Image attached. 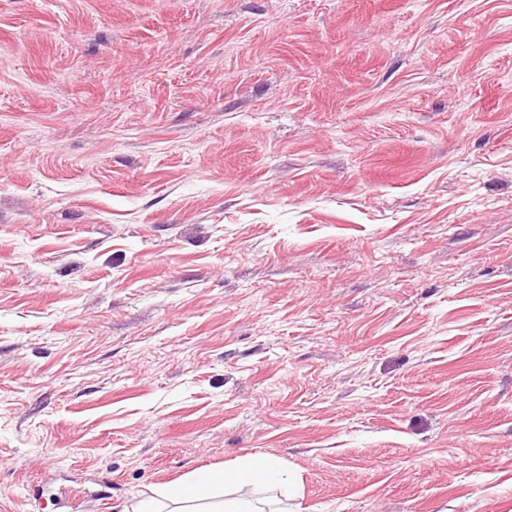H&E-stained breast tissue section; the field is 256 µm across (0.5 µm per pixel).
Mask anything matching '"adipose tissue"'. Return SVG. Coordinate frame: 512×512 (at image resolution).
<instances>
[{
	"label": "adipose tissue",
	"mask_w": 512,
	"mask_h": 512,
	"mask_svg": "<svg viewBox=\"0 0 512 512\" xmlns=\"http://www.w3.org/2000/svg\"><path fill=\"white\" fill-rule=\"evenodd\" d=\"M289 482L277 461L252 456L237 468L203 470L189 481L158 487L134 512H264L260 500L242 495V488Z\"/></svg>",
	"instance_id": "1"
}]
</instances>
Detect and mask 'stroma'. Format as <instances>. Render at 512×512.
<instances>
[{"label":"stroma","mask_w":512,"mask_h":512,"mask_svg":"<svg viewBox=\"0 0 512 512\" xmlns=\"http://www.w3.org/2000/svg\"><path fill=\"white\" fill-rule=\"evenodd\" d=\"M251 455L512 512V0H0V512Z\"/></svg>","instance_id":"35a3bbf8"}]
</instances>
